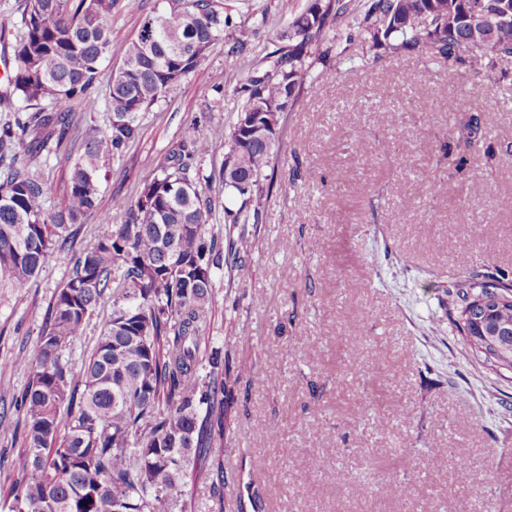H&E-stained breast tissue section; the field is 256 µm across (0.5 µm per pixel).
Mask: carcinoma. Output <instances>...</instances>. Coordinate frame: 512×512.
<instances>
[{"instance_id": "carcinoma-1", "label": "carcinoma", "mask_w": 512, "mask_h": 512, "mask_svg": "<svg viewBox=\"0 0 512 512\" xmlns=\"http://www.w3.org/2000/svg\"><path fill=\"white\" fill-rule=\"evenodd\" d=\"M354 0H309L251 62L233 95L251 127L230 132L183 130L166 162L131 198L116 197L121 224H103L76 257L48 306L33 357L7 367L29 374L13 395L16 418L0 434L21 442L3 512H188L198 477L222 483L224 428L234 404V371L224 348L201 349L211 313L212 274L242 278L249 270L245 234L231 224H260L265 172L275 168L280 119L294 110L309 72L311 45L352 10ZM115 0H24L20 14L1 13L0 31H17L16 68L0 112L31 111L17 122L50 132L36 153L78 136L64 206L52 212V185L26 159L0 169V289L26 284L72 227L97 214L106 165L140 135V113L195 72L224 38L219 0H167L146 18L118 68L108 76L105 127L74 111H98L96 85L112 37ZM360 31L385 52H427L443 61L467 54L474 77L512 57V0H364ZM253 30L243 25L227 53L242 55ZM224 151L219 182L224 236L212 231L216 201L202 162ZM109 307L87 364L74 376L63 353ZM512 323V274L448 293V311L471 351L496 370L512 371V348L483 340V307ZM166 410H157L160 401ZM64 436H59V433Z\"/></svg>"}]
</instances>
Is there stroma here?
Returning a JSON list of instances; mask_svg holds the SVG:
<instances>
[{
  "mask_svg": "<svg viewBox=\"0 0 512 512\" xmlns=\"http://www.w3.org/2000/svg\"><path fill=\"white\" fill-rule=\"evenodd\" d=\"M252 27L250 53L216 41L196 72L143 114L114 158L98 214L53 250L36 278L0 291V415L28 380L4 367L35 354L48 305L114 197L135 196L184 127L229 130L234 88L253 58L308 0H223ZM112 12L103 72L116 68L145 17ZM313 48L300 103L280 128L284 157L245 225L248 279L213 275L207 331L241 379L224 433L226 482L200 483L198 512H512V373L478 361L448 313V291L512 269V58L495 60L472 96L467 63L388 56L352 19ZM416 83H408V75ZM223 84L216 93L215 84ZM477 121L476 144L456 129ZM442 182V195L426 192ZM473 239L470 250L462 240ZM277 377V389L266 376Z\"/></svg>",
  "mask_w": 512,
  "mask_h": 512,
  "instance_id": "obj_1",
  "label": "stroma"
}]
</instances>
